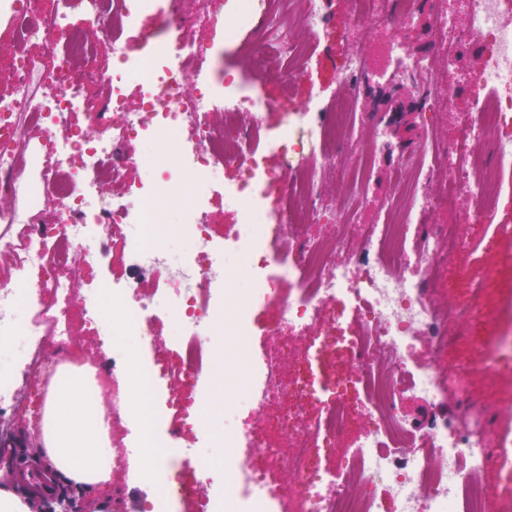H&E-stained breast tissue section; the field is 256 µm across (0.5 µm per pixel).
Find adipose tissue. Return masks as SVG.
Returning <instances> with one entry per match:
<instances>
[{
  "instance_id": "adipose-tissue-1",
  "label": "adipose tissue",
  "mask_w": 512,
  "mask_h": 512,
  "mask_svg": "<svg viewBox=\"0 0 512 512\" xmlns=\"http://www.w3.org/2000/svg\"><path fill=\"white\" fill-rule=\"evenodd\" d=\"M88 390L83 373H57L45 409L41 451L55 474L98 486L111 480L114 454L104 432V398H89Z\"/></svg>"
}]
</instances>
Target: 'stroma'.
<instances>
[{
  "mask_svg": "<svg viewBox=\"0 0 512 512\" xmlns=\"http://www.w3.org/2000/svg\"><path fill=\"white\" fill-rule=\"evenodd\" d=\"M350 0H336L334 28L336 37L331 41L313 44L311 35L302 28H295L297 41L312 43L311 52L300 60L303 79L290 92H283L275 83L261 82L249 69L246 62V48L254 44L255 35L251 30H243L238 44L229 45L224 41V28L219 24H204L200 27L201 36L212 49L208 73L216 96L224 94V73L234 71L243 90L252 96L269 102L272 111L267 115L269 134L277 135L282 130L284 113L302 110L310 101L311 94L331 99L339 95L336 85V70L341 65L348 49L357 47L363 53L375 54L379 41L386 33L385 27H368L344 36L350 14ZM468 109V96L461 93L452 98L447 111L439 113L432 125H424L420 114L403 118L377 109L359 108L356 114V127L364 136L374 137L377 131H384L380 144L379 159L370 177L364 208L355 217L350 227L352 243H360L365 225L376 223L385 211L394 192L393 174L397 165L416 154L428 141L443 144L456 143L461 135L459 115ZM488 233L478 231V244L467 252H452L446 265L440 266L431 285L430 298L440 307L456 304L464 285L451 276L453 266L482 259L484 263L495 265L494 275L484 281L486 298L481 310L469 320L453 319L440 327L439 332L446 341L445 353L438 360L439 372L444 378V390L438 410H430L427 404L412 395H405L402 410L406 417L420 421L435 418L450 425L461 423L466 416L478 409L490 406L498 409L512 408V371L500 370L481 374L471 379L469 384H460L454 377L457 358L465 351H475L476 339L484 335L487 325L485 314L495 315L500 322L512 321V262L501 261L504 253L512 254V237L503 239L499 246H488ZM96 259L99 267L97 280L88 282L75 278L73 266L61 270L63 277L71 279L73 302H82L95 288L104 284H114L128 289L131 293L147 292L151 277L138 268L134 261L117 248L110 233L96 235ZM158 347L151 359L158 371L167 373L169 378L168 396L175 398L184 411L194 419V426L179 428L176 414H169L163 426L164 431L179 428L176 439L178 446L195 451H210L220 439L212 429L209 420H203L202 410H210L212 418H223L226 410L234 406L231 390H224L222 398L206 399L201 386L188 384L180 368L179 349L172 342L173 326L165 315H158L154 322ZM43 355L51 362L67 364L73 360L99 367L98 381L104 393L112 391V352L100 347L98 335L81 322H74L70 344H63L55 336H46L43 341ZM37 400L29 410L18 412L14 417L13 431L21 439L17 454L27 460L28 465L16 469L17 482L14 491L19 497H26L32 485L29 476L42 472L46 461L38 457L36 450L42 435L41 419L47 395L40 385H31ZM175 482L184 493V512H207L206 504L214 493L227 490L236 494V487H223L222 483L206 484L199 476L188 470L175 474ZM59 497L69 499V512H143L149 501L161 495L156 485L136 477L126 456H119L112 466V479L105 485L85 488L70 483L66 479L57 482Z\"/></svg>",
  "mask_w": 512,
  "mask_h": 512,
  "instance_id": "stroma-1",
  "label": "stroma"
}]
</instances>
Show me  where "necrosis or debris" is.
Listing matches in <instances>:
<instances>
[{
  "instance_id": "obj_1",
  "label": "necrosis or debris",
  "mask_w": 512,
  "mask_h": 512,
  "mask_svg": "<svg viewBox=\"0 0 512 512\" xmlns=\"http://www.w3.org/2000/svg\"><path fill=\"white\" fill-rule=\"evenodd\" d=\"M224 38L234 41L240 29L255 28L273 41L277 59L265 47L250 52L247 63L260 79L285 88L299 82L295 63L308 46L294 41L292 21H301L313 37L331 32L335 0H287V14L274 10L276 0H236ZM349 28L392 17L395 25H411L418 0H351ZM79 10L84 24H107L109 56L96 72L80 68L89 53L80 29L69 23ZM469 34L454 37L448 0H430L431 29L438 51L448 56L457 85L490 88V96L474 100L461 125L466 146L440 155L434 143L423 145L415 162L397 176L396 192L383 223L365 226L362 247L351 253L345 224L336 222L330 236L309 234L307 221L335 218V208L320 206V186L332 169L345 170L350 182L366 187L378 157V145L356 146L348 155L328 152L322 142L332 132L353 137L355 96L321 102L286 120L282 134L270 137L265 106L240 93L232 74L224 76V111L236 124L224 138L211 119L213 92L205 71L206 44L197 36V17L188 0H68L66 9L44 12L42 0H17L14 14V56L7 79L9 94L0 96V193L28 195L42 189L68 216L64 224L22 223L14 212L0 213V222L17 234L0 237V253L14 256L15 265L0 276V347L17 355L30 380L48 381L42 355L46 335L71 334L70 317L62 307L45 304L44 294L71 298V282L57 272L70 253L81 259L76 276L95 273L92 228L112 232L133 260L152 275V293L129 297L123 289L87 296L85 320L101 321L102 304L122 312L101 343L113 357L123 355L112 337H138L144 348L154 344L150 324L157 300L180 336L181 368L197 381L205 368L223 366L234 383L240 423L222 427L231 461L222 477L241 494L231 500L215 496L211 512H512V498L492 497L485 487L489 472L512 480V456L493 411L482 409L462 424L409 422L400 399L412 393L438 408L443 381L436 361L445 348L438 324L471 313L472 302L443 310L429 298V285L448 253L467 239L472 224H451L433 233L416 226L447 195L422 188L432 172H441L447 186L463 189L474 203L473 222L482 223L498 208L505 174H512V0H461ZM161 13L167 36L146 61L130 53V34L140 32L144 16ZM40 44L38 58L30 44ZM478 56L480 67L470 70ZM383 67L390 75L421 74L429 84L424 99L431 113L446 111L455 85L435 74L429 56L407 52L388 37L381 47ZM104 82L108 92L94 99L87 80ZM197 92L184 93L187 84ZM27 115L32 125L53 133V160L41 165L40 145L21 153L26 131L18 122ZM111 126L112 134L86 139L77 116ZM492 140L495 168H486L480 149ZM167 143L173 170L167 191H160L147 153ZM138 144L140 152L130 151ZM281 156L280 168L266 167L268 154ZM237 171L227 201L243 212L238 232L224 240V257L212 256L206 196L223 179L225 168ZM142 169L130 177L131 169ZM280 183L290 202L270 215L261 201L262 181ZM175 204V229L155 224L162 202ZM176 232L189 249L164 248ZM297 252L298 263L268 272L267 251ZM294 282L288 294L273 293V280ZM259 303L272 305L276 328L305 338L292 369L282 375L280 362L253 363L246 339L249 314ZM165 375L143 363L135 375L112 382V420L137 425L129 414L126 387L152 399ZM289 440L291 451L280 456L259 431ZM356 450L337 454L345 439ZM267 466H257L256 456ZM287 466L294 492L281 500L271 491L273 475Z\"/></svg>"
}]
</instances>
